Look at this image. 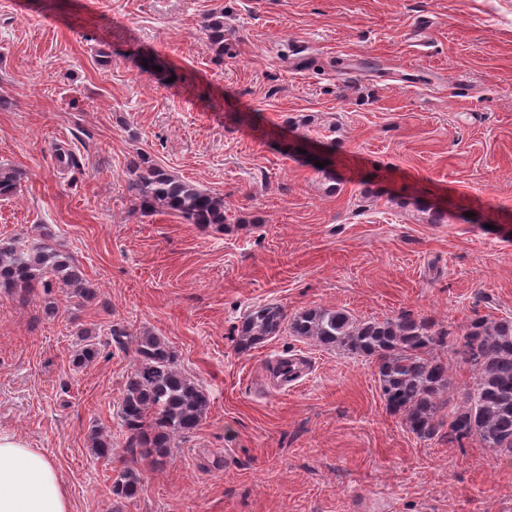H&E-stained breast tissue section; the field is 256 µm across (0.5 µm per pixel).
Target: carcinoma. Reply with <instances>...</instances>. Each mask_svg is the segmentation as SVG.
Masks as SVG:
<instances>
[{
	"label": "carcinoma",
	"mask_w": 512,
	"mask_h": 512,
	"mask_svg": "<svg viewBox=\"0 0 512 512\" xmlns=\"http://www.w3.org/2000/svg\"><path fill=\"white\" fill-rule=\"evenodd\" d=\"M201 28L207 48L224 54V13L204 16ZM128 173L127 190L143 213L161 207L187 224L226 220L222 199L175 178L144 155L130 162ZM23 178L18 169L1 170L0 196L17 193ZM57 282L82 298L96 295L81 268L60 249L44 243L0 242V290L5 294L23 299L36 288L48 294ZM285 330L373 360L387 409L417 438L438 437L457 445L474 438L484 448L512 455V319L477 316L450 343L447 328L412 311L359 322L343 309L309 308L289 316L280 306L264 303L249 307L235 326L237 350L248 352ZM84 341L74 356L78 365L98 355L90 337ZM135 352L118 414L128 434L127 451L160 467L170 459L175 441L197 430L209 397L177 368L174 351L161 338L139 337ZM450 357L470 366L475 376L473 389L455 405L442 399L452 386ZM139 486L137 473L122 468L111 492L128 500Z\"/></svg>",
	"instance_id": "obj_1"
}]
</instances>
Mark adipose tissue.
I'll return each instance as SVG.
<instances>
[{
    "instance_id": "obj_1",
    "label": "adipose tissue",
    "mask_w": 512,
    "mask_h": 512,
    "mask_svg": "<svg viewBox=\"0 0 512 512\" xmlns=\"http://www.w3.org/2000/svg\"><path fill=\"white\" fill-rule=\"evenodd\" d=\"M0 512H72L54 461L8 434H0Z\"/></svg>"
}]
</instances>
